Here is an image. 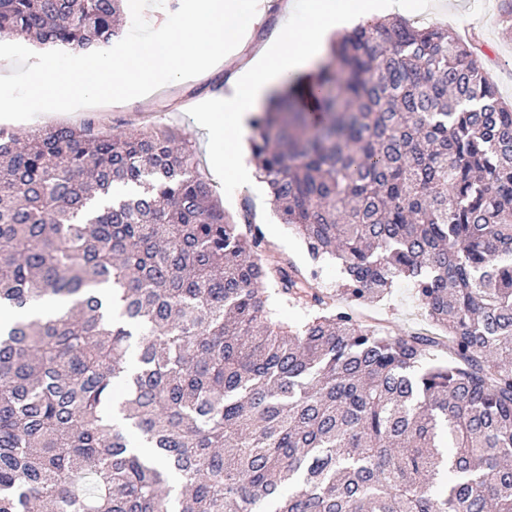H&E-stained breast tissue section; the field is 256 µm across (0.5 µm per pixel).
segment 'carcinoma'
I'll use <instances>...</instances> for the list:
<instances>
[{
	"label": "carcinoma",
	"mask_w": 512,
	"mask_h": 512,
	"mask_svg": "<svg viewBox=\"0 0 512 512\" xmlns=\"http://www.w3.org/2000/svg\"><path fill=\"white\" fill-rule=\"evenodd\" d=\"M125 2L0 0V41L100 50ZM329 55L248 141L338 304L177 130L0 128V512H512V106L436 25ZM402 278L452 360L352 313ZM318 287L327 296L337 300L336 291L341 285V273L335 262H324L319 265ZM339 302V301H338Z\"/></svg>",
	"instance_id": "1"
}]
</instances>
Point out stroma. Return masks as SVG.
Returning <instances> with one entry per match:
<instances>
[{"instance_id":"35a3bbf8","label":"stroma","mask_w":512,"mask_h":512,"mask_svg":"<svg viewBox=\"0 0 512 512\" xmlns=\"http://www.w3.org/2000/svg\"><path fill=\"white\" fill-rule=\"evenodd\" d=\"M412 7L405 16L418 25L437 24L459 34L473 32L476 45L472 61L486 72L502 100L512 104V33H505L500 17L501 0H454V16H447L438 7V0H410ZM233 60H225L222 69L202 80L186 79L164 85L144 100L113 104L105 108H82L71 113H45L28 121L7 122V129L25 135L35 129L55 125H80L88 118L117 131L149 121L157 126L182 129L197 150L203 173H211L222 153L203 126L199 114L203 102L220 88L233 69ZM213 194L229 213H237L249 205L255 224L261 228L267 249L298 267L305 268L310 259L293 229L282 224L269 196H261L248 184L214 182ZM355 312L369 323L399 335H434L408 282H399L391 295L377 303L357 306Z\"/></svg>"}]
</instances>
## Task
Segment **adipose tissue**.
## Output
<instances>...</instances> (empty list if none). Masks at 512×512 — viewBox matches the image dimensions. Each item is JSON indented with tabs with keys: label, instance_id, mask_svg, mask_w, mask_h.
Instances as JSON below:
<instances>
[{
	"label": "adipose tissue",
	"instance_id": "ef3b65f1",
	"mask_svg": "<svg viewBox=\"0 0 512 512\" xmlns=\"http://www.w3.org/2000/svg\"><path fill=\"white\" fill-rule=\"evenodd\" d=\"M392 7L391 0H309L306 23L279 29L273 42L263 45L243 68L233 91L212 107L210 122L224 134L222 174L237 182H254V171L240 153L252 112L288 76L324 56L327 33L355 20L373 18Z\"/></svg>",
	"mask_w": 512,
	"mask_h": 512
}]
</instances>
